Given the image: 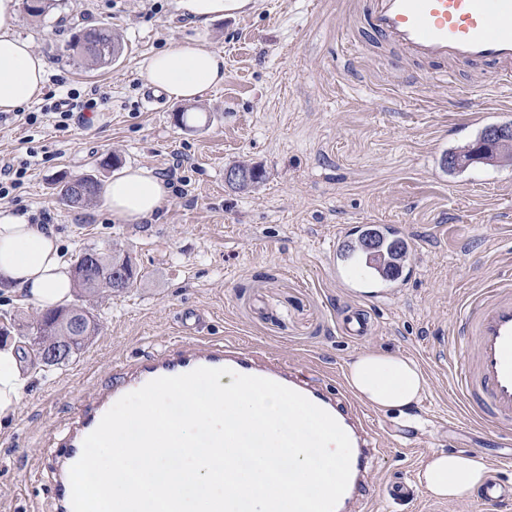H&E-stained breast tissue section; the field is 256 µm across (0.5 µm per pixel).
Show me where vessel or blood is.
Instances as JSON below:
<instances>
[{"mask_svg": "<svg viewBox=\"0 0 512 512\" xmlns=\"http://www.w3.org/2000/svg\"><path fill=\"white\" fill-rule=\"evenodd\" d=\"M367 22L373 37L396 45L411 58L448 66L488 64L499 84L512 85V0H367ZM454 342L462 354L454 390L484 422L512 430V281L466 293L459 305ZM341 331L352 338L372 335L364 314L343 319ZM199 367H227L243 375L276 381L327 411L347 433L351 445L350 487L378 444L363 412L345 394L296 374L288 362L232 341L169 343L116 365L111 385L83 401L53 442L55 462L46 474L52 512H72L69 470L82 454L84 438L125 394L162 376H177ZM482 504L501 506L512 499V486L491 477L479 493Z\"/></svg>", "mask_w": 512, "mask_h": 512, "instance_id": "b4317fda", "label": "vessel or blood"}]
</instances>
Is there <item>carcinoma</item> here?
<instances>
[{
	"label": "carcinoma",
	"mask_w": 512,
	"mask_h": 512,
	"mask_svg": "<svg viewBox=\"0 0 512 512\" xmlns=\"http://www.w3.org/2000/svg\"><path fill=\"white\" fill-rule=\"evenodd\" d=\"M69 50L80 60L96 66L100 63L106 65L112 63V59L119 52L120 47L112 30L100 27L79 31L69 44ZM474 147L475 143L472 142L449 150L446 158L453 159V162L446 163L448 173L462 172L463 167L471 159ZM484 160L501 165H511L512 145L495 147L484 156ZM236 166L247 173V177L235 185L237 189L252 187L263 177L261 169L244 161L236 163ZM102 189L103 183L100 179L93 175H86L63 182L59 189V195L68 206H84L100 197ZM391 234L390 230L384 232L378 228H368L361 233L358 244V248L369 257L382 276L387 279L399 275L403 265L409 259L408 248L404 241L391 237ZM92 250L101 258V268L98 269L97 277L84 282L74 280L77 296L84 298V302L65 305L38 314L37 335L44 337L43 343L48 346L54 345L64 336L71 335L70 330L65 327L63 319L65 313L90 315L92 327L89 334L94 336L98 333L99 322L96 321V316L87 309L86 304L96 302L103 298L104 294L114 290L112 269L119 267L126 272L124 277V287L126 288L130 287L138 277L131 257L118 247V244L94 246Z\"/></svg>",
	"instance_id": "1"
}]
</instances>
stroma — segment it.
Wrapping results in <instances>:
<instances>
[{
	"label": "stroma",
	"mask_w": 512,
	"mask_h": 512,
	"mask_svg": "<svg viewBox=\"0 0 512 512\" xmlns=\"http://www.w3.org/2000/svg\"><path fill=\"white\" fill-rule=\"evenodd\" d=\"M174 4L53 0L42 15L19 14L16 35L51 62L47 93L82 100L99 87L104 96L91 118L66 129L49 118L0 122V165L29 164L11 207L50 212L67 260L114 240L142 277L96 307V336L68 364L40 372L13 428L0 432V512H50L49 436L111 382L114 365L183 336L191 312L200 317L194 339L261 347L342 391L347 363L363 351L416 359L428 376L423 425L370 411L381 444L358 512H485L473 494L395 502L384 489L396 476L414 480L433 448L481 455L512 484V435L479 422L449 388L462 293L512 276V165L451 175L443 164L486 125L512 122V90L492 67L450 76L374 42L365 0H255L249 13L206 25ZM97 27L120 40L112 66L67 49L79 30ZM174 42L222 51L224 82L195 104L162 93L147 103L139 65ZM182 110L193 129L176 123ZM112 155L166 178L170 195L152 219L119 224L103 201H60L59 178L110 180L99 163ZM242 160L266 172L247 191L224 182L225 168ZM371 225L396 227L410 252L388 299L367 298V285L331 271ZM353 307L375 325L359 342L337 326ZM35 312L0 289V329L28 360Z\"/></svg>",
	"instance_id": "35a3bbf8"
}]
</instances>
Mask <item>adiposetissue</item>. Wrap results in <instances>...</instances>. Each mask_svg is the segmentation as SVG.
Masks as SVG:
<instances>
[{
    "instance_id": "adipose-tissue-1",
    "label": "adipose tissue",
    "mask_w": 512,
    "mask_h": 512,
    "mask_svg": "<svg viewBox=\"0 0 512 512\" xmlns=\"http://www.w3.org/2000/svg\"><path fill=\"white\" fill-rule=\"evenodd\" d=\"M21 0H0V112H13L40 98L47 83L48 60L30 41L15 35ZM144 84L169 98L195 101L224 82V55L197 43H175L145 58ZM170 193L166 181L146 167H131L103 189L115 220L150 218ZM0 284L21 303L41 308L64 305L71 297V269L59 237L45 224H34L26 212H0ZM348 387L377 411L397 410L415 420L427 388V376L415 360L397 354L364 351L347 366ZM35 376L15 344H0V431L10 430L20 403ZM484 458L466 452H432L418 475L432 497L453 500L469 494L488 478Z\"/></svg>"
}]
</instances>
